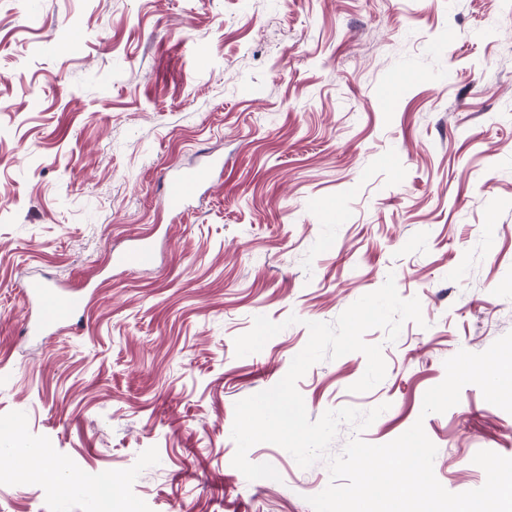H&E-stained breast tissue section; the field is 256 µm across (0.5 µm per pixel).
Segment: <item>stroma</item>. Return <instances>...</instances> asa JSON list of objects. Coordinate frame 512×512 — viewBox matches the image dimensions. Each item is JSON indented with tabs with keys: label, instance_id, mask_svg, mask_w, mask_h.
Returning a JSON list of instances; mask_svg holds the SVG:
<instances>
[{
	"label": "stroma",
	"instance_id": "35a3bbf8",
	"mask_svg": "<svg viewBox=\"0 0 512 512\" xmlns=\"http://www.w3.org/2000/svg\"><path fill=\"white\" fill-rule=\"evenodd\" d=\"M209 153L222 177L168 210L164 172ZM142 238L155 266L113 264ZM390 275L424 325L365 333L370 391L362 353L313 365L308 416L383 406L333 455L423 421L437 480L477 489L512 414L473 384L421 409L445 360L512 332V0H0V512H97L102 470L138 512H313L326 461L259 443L280 478L247 480L235 404ZM32 276L82 294L79 329L26 335ZM259 315L284 330L236 356Z\"/></svg>",
	"mask_w": 512,
	"mask_h": 512
}]
</instances>
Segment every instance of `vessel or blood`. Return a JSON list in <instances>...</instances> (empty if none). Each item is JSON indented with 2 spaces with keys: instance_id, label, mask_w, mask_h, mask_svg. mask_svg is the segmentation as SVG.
I'll list each match as a JSON object with an SVG mask.
<instances>
[{
  "instance_id": "1",
  "label": "vessel or blood",
  "mask_w": 512,
  "mask_h": 512,
  "mask_svg": "<svg viewBox=\"0 0 512 512\" xmlns=\"http://www.w3.org/2000/svg\"><path fill=\"white\" fill-rule=\"evenodd\" d=\"M220 159L213 158L201 166L189 170H178L164 176V203L168 209L179 212L196 197L208 182ZM116 265L126 269H141L153 266L156 255L147 242L133 244L114 257ZM28 301L35 305L37 313L29 317L26 332L31 336H42L59 327L75 328L85 311L82 298L62 286L51 285L48 279L31 278L24 285Z\"/></svg>"
}]
</instances>
